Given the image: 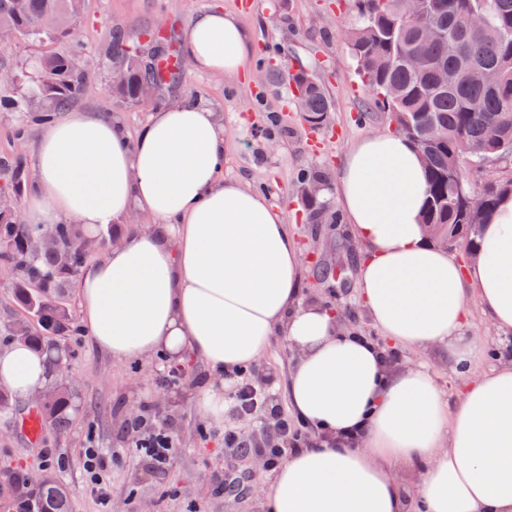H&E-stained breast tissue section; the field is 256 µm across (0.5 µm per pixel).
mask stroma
I'll return each instance as SVG.
<instances>
[{"label": "stroma", "mask_w": 512, "mask_h": 512, "mask_svg": "<svg viewBox=\"0 0 512 512\" xmlns=\"http://www.w3.org/2000/svg\"><path fill=\"white\" fill-rule=\"evenodd\" d=\"M211 9L232 14L249 33L255 51L244 75H211L189 68L150 100L113 97L110 69L100 55L112 28L139 31L159 24L181 41L190 16ZM355 21L351 0H85L68 39L53 47L21 40L1 56L21 64L52 48L77 49L87 58L88 68L84 91L73 110L116 117L132 136L162 106L199 102L218 112L227 145L224 176L263 194L281 211L300 249L305 300L344 312L347 329L379 342L383 336L363 309L357 288L360 252L350 225L311 223L298 193L304 172L319 168L337 174L361 139L389 129L383 113L368 110L369 92L344 40ZM298 66L320 80L332 101L331 121L321 129L304 123L282 78L284 70ZM20 127L25 134L18 141L11 133ZM39 130L25 113L0 112V170L19 161L25 172H32ZM67 345V369L77 391L70 429L62 435L42 429L39 442L30 443L18 420L32 405L27 400L12 401L0 410V473L17 467L35 470L48 461L60 463L72 512H267L273 469L224 447L225 430H257L260 419L228 412L223 424L216 425L204 416L197 396L216 379L202 363L191 357L182 362L184 398L169 409L158 403L162 390L158 378L170 367L165 357L117 361L100 353L88 335L71 337ZM396 353L401 363H426L447 398L458 399L462 381L449 368L444 349L433 347L419 354L400 347ZM295 359L288 341L276 336L258 366L245 371L250 378L258 372L267 376L266 387L285 418L292 415L287 383ZM133 408L158 411L171 429L181 453L168 471L151 472L125 453ZM91 441L113 454L104 506L86 488L82 452ZM227 472L241 476L243 494L230 497L217 492L216 480Z\"/></svg>", "instance_id": "35a3bbf8"}]
</instances>
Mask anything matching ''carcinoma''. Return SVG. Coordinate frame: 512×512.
<instances>
[{
	"mask_svg": "<svg viewBox=\"0 0 512 512\" xmlns=\"http://www.w3.org/2000/svg\"><path fill=\"white\" fill-rule=\"evenodd\" d=\"M422 18L408 12L406 0H355L357 23L346 38L359 74L372 93L370 108L385 112L398 123L394 133L409 139L420 155L428 186L422 223L428 238L443 246L467 243L476 247L480 228L492 215L499 197L512 184L487 182L479 201L465 176L461 155H470L481 167L491 159L512 153V0H429ZM84 0H24L22 14L14 0H0V27H13L21 39L56 43L66 38ZM459 16L477 23L459 37L429 41L423 26L448 30ZM166 52L164 38L150 28L139 34L112 29L104 56L109 66L126 71L124 84L112 94L141 101L143 84L159 88L165 81L158 60ZM493 67L498 81L489 88L474 79L472 65ZM87 61L78 54L48 52L27 66L7 65L13 82L31 83L27 96L0 97V107L28 109L35 100L64 109L84 89ZM289 87L301 96V117L313 128L330 120L332 104L323 86L303 68L288 74ZM314 224L337 220L326 194L305 197ZM30 234L51 235L57 246L31 258L24 242ZM88 238L76 224L32 226L15 221L0 223V263L16 268L11 299L21 316L0 323L6 343L21 342L51 356L57 366L60 341L77 336L82 328L63 302L64 290L79 276L88 260L82 244ZM70 382L55 377V388L43 405L42 421L57 434L71 424ZM6 509L22 503L24 512H71L67 488L56 471L41 474L11 471L0 488Z\"/></svg>",
	"mask_w": 512,
	"mask_h": 512,
	"instance_id": "cac0c4a2",
	"label": "carcinoma"
}]
</instances>
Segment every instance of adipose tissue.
I'll use <instances>...</instances> for the list:
<instances>
[{
  "instance_id": "adipose-tissue-1",
  "label": "adipose tissue",
  "mask_w": 512,
  "mask_h": 512,
  "mask_svg": "<svg viewBox=\"0 0 512 512\" xmlns=\"http://www.w3.org/2000/svg\"><path fill=\"white\" fill-rule=\"evenodd\" d=\"M197 70L237 77L253 52L237 19L212 9L186 33ZM27 223L79 224L88 233L131 211L129 229L80 272L78 296L95 347L118 361L193 353L216 376L257 365L272 336L297 354L288 402L316 435L275 469L269 512H407L392 468L424 463L420 512H512V358L500 355L450 403L420 364L391 362L373 340L303 300L296 243L265 197L222 178L217 112L186 102L152 113L136 139L95 112L45 125L34 146ZM336 202L361 243L362 305L389 341L448 351L468 373L470 296L512 337V194L482 225L468 268L429 244L426 184L405 138L379 134L350 150ZM51 380L48 357L0 350V383L20 399Z\"/></svg>"
}]
</instances>
